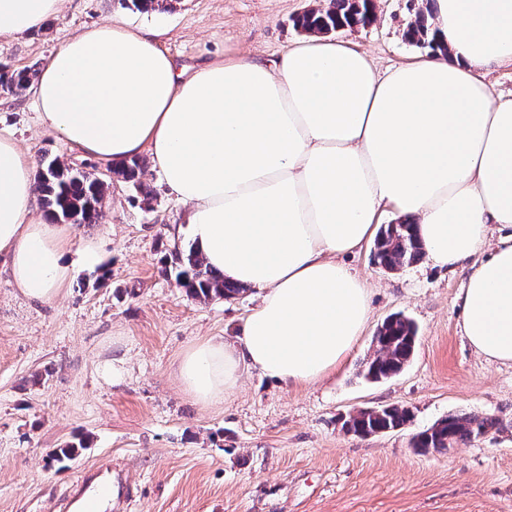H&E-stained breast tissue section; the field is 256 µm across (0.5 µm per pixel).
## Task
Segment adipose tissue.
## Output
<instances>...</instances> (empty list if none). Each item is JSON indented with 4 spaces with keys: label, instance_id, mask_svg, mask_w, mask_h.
I'll list each match as a JSON object with an SVG mask.
<instances>
[{
    "label": "adipose tissue",
    "instance_id": "adipose-tissue-1",
    "mask_svg": "<svg viewBox=\"0 0 512 512\" xmlns=\"http://www.w3.org/2000/svg\"><path fill=\"white\" fill-rule=\"evenodd\" d=\"M62 4L0 0V41L40 30ZM428 13L439 51L383 71L313 34L274 62L228 52L187 77L163 30L116 21L65 40L40 69L41 126L106 165L149 156L206 264L259 296L235 342L186 351L177 376L196 401L223 402L250 370L299 385L336 369L370 319L367 285L343 258L387 206L432 266L466 271L465 335L512 364V99L485 80L512 62V0H429ZM0 255L18 291L43 302L98 257L41 210L27 155L1 135Z\"/></svg>",
    "mask_w": 512,
    "mask_h": 512
}]
</instances>
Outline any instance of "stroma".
<instances>
[{"mask_svg":"<svg viewBox=\"0 0 512 512\" xmlns=\"http://www.w3.org/2000/svg\"><path fill=\"white\" fill-rule=\"evenodd\" d=\"M367 27L336 31L378 68L419 55L403 30L421 0H374ZM325 0H65L44 29L0 42V61L40 69L65 39L124 21L165 29L160 47L179 71L239 51L272 60L301 40L294 19ZM0 134L33 167L53 157L109 178L103 217L78 224L98 246L59 296L23 297L0 257V512H61L76 477L123 469L132 512H512V365L476 354L462 330L466 277L420 261L391 271L365 243L345 262L367 284L370 320L346 359L322 380L288 386L246 374L224 403L196 402L180 385L184 352L211 337L233 340L259 298L203 301L164 269L168 249L192 243L185 205L155 170L150 202L108 165L41 128L30 91L0 94ZM108 274L100 284V274ZM401 313L417 327L415 353L397 376L370 382L362 363L378 327ZM409 408L411 421L369 437L347 433L355 409ZM489 416L496 429L442 453H418L412 435L448 414ZM79 444L75 459L53 453Z\"/></svg>","mask_w":512,"mask_h":512,"instance_id":"obj_1","label":"stroma"}]
</instances>
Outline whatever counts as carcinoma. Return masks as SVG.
<instances>
[{
  "label": "carcinoma",
  "instance_id": "cac0c4a2",
  "mask_svg": "<svg viewBox=\"0 0 512 512\" xmlns=\"http://www.w3.org/2000/svg\"><path fill=\"white\" fill-rule=\"evenodd\" d=\"M373 19V0H328L327 7L304 12L295 20V25L308 34H327L337 29L366 26ZM405 36L413 44L432 51L438 49L435 40L429 36L427 17L422 11L410 22ZM33 76L29 69H15L8 64H0V91L12 94L23 90ZM145 172L146 162L141 158L124 161L113 169V173L147 197L151 190L143 180ZM37 187L54 219L70 217L75 224H96L103 216L109 183L53 158L41 164L37 172ZM375 248L380 264L389 270L417 263L424 257L413 225L406 222L382 227L375 240ZM169 259L168 270L175 272L179 285L195 298L230 299L244 290L243 286L227 281L223 274L208 268L193 246L187 250L174 248ZM416 338V326L407 317L397 314L385 320L374 337L375 352L363 365L364 377L381 380L400 373L413 356ZM410 419L409 409L387 406L351 415L343 422V428L349 433L366 437L401 429ZM495 426L496 421L487 416L450 414L415 435L412 444L423 453L430 448L446 449L484 435Z\"/></svg>",
  "mask_w": 512,
  "mask_h": 512
}]
</instances>
